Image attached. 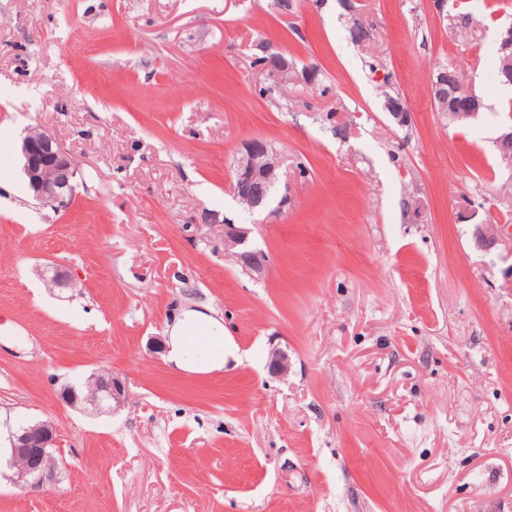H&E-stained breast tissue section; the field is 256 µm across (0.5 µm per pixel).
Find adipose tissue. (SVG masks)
Listing matches in <instances>:
<instances>
[{
    "label": "adipose tissue",
    "mask_w": 512,
    "mask_h": 512,
    "mask_svg": "<svg viewBox=\"0 0 512 512\" xmlns=\"http://www.w3.org/2000/svg\"><path fill=\"white\" fill-rule=\"evenodd\" d=\"M205 329L214 346L213 351L200 353L193 349L188 341L190 330ZM224 345L223 324L199 310L184 312L181 319H178L170 330L169 349L167 360L176 368L193 373H212L222 370L224 367Z\"/></svg>",
    "instance_id": "1"
}]
</instances>
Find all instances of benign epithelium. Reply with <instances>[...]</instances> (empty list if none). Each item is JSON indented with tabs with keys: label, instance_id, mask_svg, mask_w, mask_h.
Here are the masks:
<instances>
[{
	"label": "benign epithelium",
	"instance_id": "benign-epithelium-1",
	"mask_svg": "<svg viewBox=\"0 0 512 512\" xmlns=\"http://www.w3.org/2000/svg\"><path fill=\"white\" fill-rule=\"evenodd\" d=\"M498 56L502 60L497 70V81L512 87V23L502 28L498 36ZM265 80L279 84L287 80L295 83L314 81V72L306 68L298 72L281 53L267 55L262 69ZM431 96L448 101V118L473 119L483 106L481 98L461 87V83H448V72L441 67L431 83ZM502 150L501 157L512 162V124L504 127L496 140ZM22 169L32 197L43 204L63 207L71 199L78 175V167L55 137L45 131H32L22 141ZM280 179V160L270 144L259 138L246 141L234 161V178L231 184L233 198L252 209L267 205ZM225 247L234 255L245 270L260 273L264 270V255L250 243L249 233L243 228L223 220ZM66 401L72 405L90 404L96 409L108 411L124 402V389L110 373H93L88 380V393L78 394L70 386L63 390ZM57 432L49 422H38L11 434L12 451L10 467L17 483L38 487L51 476L52 449Z\"/></svg>",
	"mask_w": 512,
	"mask_h": 512
}]
</instances>
